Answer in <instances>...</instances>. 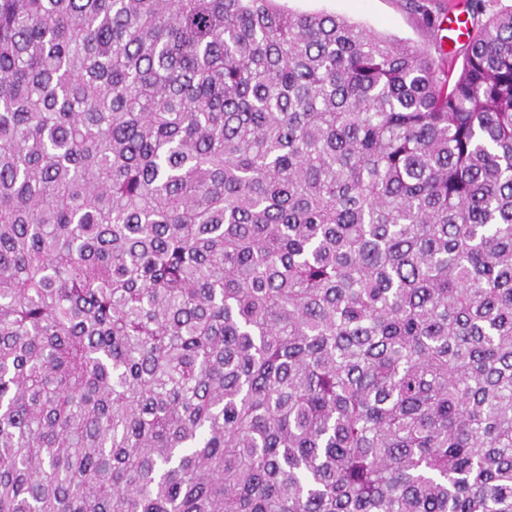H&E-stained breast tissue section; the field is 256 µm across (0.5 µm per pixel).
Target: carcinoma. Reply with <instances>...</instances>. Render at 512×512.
Instances as JSON below:
<instances>
[{
	"label": "carcinoma",
	"mask_w": 512,
	"mask_h": 512,
	"mask_svg": "<svg viewBox=\"0 0 512 512\" xmlns=\"http://www.w3.org/2000/svg\"><path fill=\"white\" fill-rule=\"evenodd\" d=\"M460 73L275 0H0V512H512V10Z\"/></svg>",
	"instance_id": "1"
}]
</instances>
